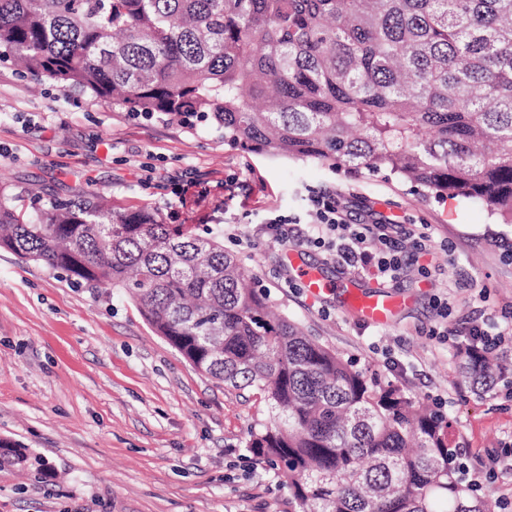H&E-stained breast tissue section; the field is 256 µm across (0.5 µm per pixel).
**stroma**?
<instances>
[{
	"label": "stroma",
	"instance_id": "obj_1",
	"mask_svg": "<svg viewBox=\"0 0 512 512\" xmlns=\"http://www.w3.org/2000/svg\"><path fill=\"white\" fill-rule=\"evenodd\" d=\"M0 185L29 209L97 191L220 233L279 314L454 418L481 494L512 502V376L479 396L456 358L470 327L512 312V224L382 174L233 149L200 123L136 119L8 62ZM323 188L353 214L431 226V249L393 281L302 249L336 281L377 283L405 299L390 325L363 322L341 294L288 287L285 245L258 232L278 214L305 217L308 193ZM266 414L258 395L198 373L121 290L74 283L0 248V440L51 469L44 482L1 469L0 512H288L287 486L246 448L248 427Z\"/></svg>",
	"mask_w": 512,
	"mask_h": 512
}]
</instances>
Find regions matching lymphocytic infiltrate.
Masks as SVG:
<instances>
[{
    "mask_svg": "<svg viewBox=\"0 0 512 512\" xmlns=\"http://www.w3.org/2000/svg\"><path fill=\"white\" fill-rule=\"evenodd\" d=\"M308 217L306 231L295 227L290 216L269 219L266 229L276 240L322 249L360 273L372 270L382 277H395L410 251H425L432 241L424 224L407 227L382 217L353 222L329 190L309 195Z\"/></svg>",
    "mask_w": 512,
    "mask_h": 512,
    "instance_id": "1",
    "label": "lymphocytic infiltrate"
}]
</instances>
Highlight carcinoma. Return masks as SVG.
<instances>
[{"label":"carcinoma","instance_id":"1","mask_svg":"<svg viewBox=\"0 0 512 512\" xmlns=\"http://www.w3.org/2000/svg\"><path fill=\"white\" fill-rule=\"evenodd\" d=\"M126 112L204 119L224 144L385 172L512 224V0H0V61ZM0 192V247L121 288L196 371L266 403L246 448L288 512H497L448 416L275 316L217 235L98 192L35 215ZM512 361L458 371L491 392ZM45 461L0 441V469Z\"/></svg>","mask_w":512,"mask_h":512}]
</instances>
